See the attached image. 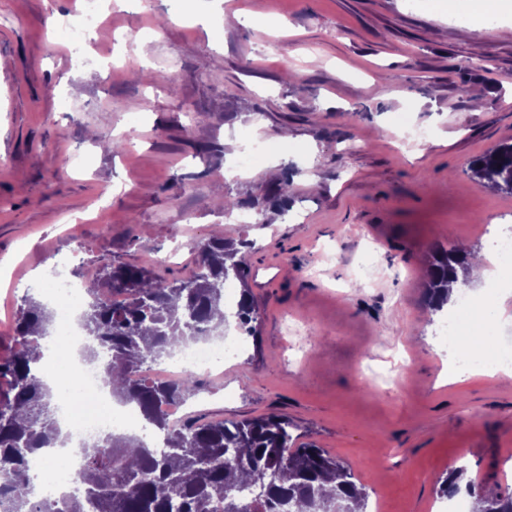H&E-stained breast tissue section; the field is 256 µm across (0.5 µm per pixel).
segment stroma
<instances>
[{
	"label": "stroma",
	"mask_w": 512,
	"mask_h": 512,
	"mask_svg": "<svg viewBox=\"0 0 512 512\" xmlns=\"http://www.w3.org/2000/svg\"><path fill=\"white\" fill-rule=\"evenodd\" d=\"M419 3L199 0L201 24L181 0H145L101 29L109 72L76 61L48 25L82 0H0V355L59 255L75 280L112 263L186 278L196 245L220 232L248 243L259 318L223 372L201 377L185 420L287 417L352 469L377 512H448L437 488L453 464L512 493V382L444 383L425 298L433 248L488 251L484 221L512 217V195L469 170L512 140V0L467 39L479 6ZM267 15L283 26L260 27ZM142 68L154 84L130 80ZM409 126L432 136L408 145ZM109 138L122 150L103 148ZM253 140L265 154L238 167ZM227 194L252 223L203 204Z\"/></svg>",
	"instance_id": "35a3bbf8"
}]
</instances>
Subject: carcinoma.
<instances>
[{
	"instance_id": "carcinoma-1",
	"label": "carcinoma",
	"mask_w": 512,
	"mask_h": 512,
	"mask_svg": "<svg viewBox=\"0 0 512 512\" xmlns=\"http://www.w3.org/2000/svg\"><path fill=\"white\" fill-rule=\"evenodd\" d=\"M481 186L512 195V142H502L470 162ZM239 249L215 234L198 246L197 270L164 283L131 265H112L104 281L90 285L92 298L82 327L97 339L85 358L108 353L101 372L112 396L135 403L149 424L165 433L157 450L140 437L111 434L102 447L84 450L87 467L75 492H63L38 506L29 498V461L45 448L64 444L55 392L34 365L39 339L47 335L52 312L32 296L24 299L16 323L18 348L0 357V377L10 378L0 394V512H366L368 494L351 469L313 441H302L284 417L247 422H192L171 428L162 406L184 402L198 392L194 376L148 382L132 371L156 362L189 342L224 331L227 316L215 318L224 288L245 283ZM470 267L456 245L437 249L430 265L426 303L437 312L448 303V281L467 282ZM234 316L244 327L258 318L247 289ZM465 468L452 469L437 493L473 498L471 512H512V494H489L473 483L462 486Z\"/></svg>"
}]
</instances>
